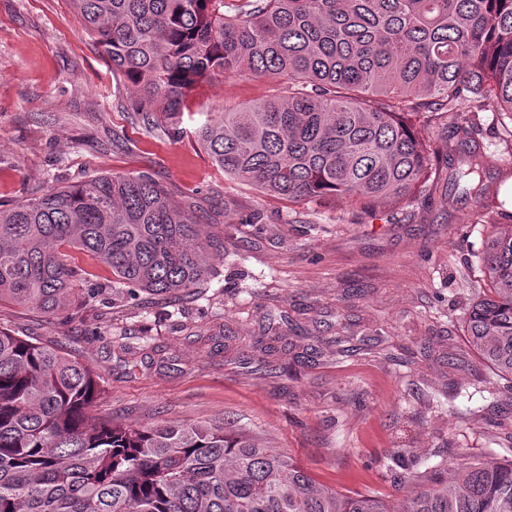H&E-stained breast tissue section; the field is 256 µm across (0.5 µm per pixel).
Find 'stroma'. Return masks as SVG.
Instances as JSON below:
<instances>
[{"instance_id": "35a3bbf8", "label": "stroma", "mask_w": 512, "mask_h": 512, "mask_svg": "<svg viewBox=\"0 0 512 512\" xmlns=\"http://www.w3.org/2000/svg\"><path fill=\"white\" fill-rule=\"evenodd\" d=\"M264 80L217 78L180 120L145 125L131 89L65 0H0V204L96 174L149 176L191 211L203 238L224 244L194 298L167 305L97 297L82 318L0 307V326L56 344L100 375L93 416L147 429L163 421H222L249 429L316 480L346 491L410 492L392 457L452 467L499 453L512 436V386L497 403L453 388L488 371L463 332L461 310L482 287L476 255L487 217L512 222V124L491 111L449 113L494 164L486 203L451 187L439 168L408 206L357 213L288 203L225 177L194 137L201 114L265 97ZM288 312L275 352L256 347L263 316ZM381 340L388 358L340 356L336 336ZM414 357L403 367L395 357ZM454 353L457 367L445 356ZM287 364L289 376L269 374Z\"/></svg>"}]
</instances>
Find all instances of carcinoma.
Returning a JSON list of instances; mask_svg holds the SVG:
<instances>
[{
  "mask_svg": "<svg viewBox=\"0 0 512 512\" xmlns=\"http://www.w3.org/2000/svg\"><path fill=\"white\" fill-rule=\"evenodd\" d=\"M142 120L174 119L218 76L278 88L210 112L196 137L230 178L298 202L350 209L414 203L453 153L452 177L481 202L492 156L438 119L464 105L512 117V0H68ZM425 118L437 135L418 128ZM153 179L97 175L0 206V304L80 315L71 253L112 272L115 298L170 303L211 275V241ZM486 290L465 336L512 383V229L485 239ZM103 392L91 366L0 328V512H512V459L456 464L399 506L319 484L257 436L224 423L152 429L89 417Z\"/></svg>",
  "mask_w": 512,
  "mask_h": 512,
  "instance_id": "carcinoma-1",
  "label": "carcinoma"
}]
</instances>
